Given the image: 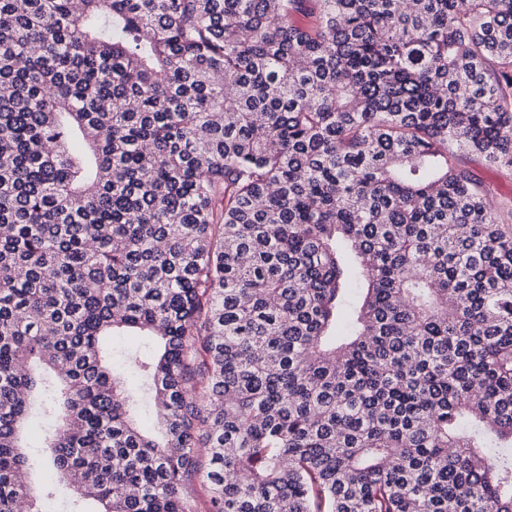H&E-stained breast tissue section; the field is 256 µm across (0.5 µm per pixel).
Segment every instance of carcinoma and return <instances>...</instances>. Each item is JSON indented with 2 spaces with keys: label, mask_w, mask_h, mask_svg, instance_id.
<instances>
[{
  "label": "carcinoma",
  "mask_w": 512,
  "mask_h": 512,
  "mask_svg": "<svg viewBox=\"0 0 512 512\" xmlns=\"http://www.w3.org/2000/svg\"><path fill=\"white\" fill-rule=\"evenodd\" d=\"M469 153L512 168V0H0V512H42L35 394L47 501L512 512ZM116 360L121 363L128 356H135L149 350L147 340L136 333H124L113 337Z\"/></svg>",
  "instance_id": "1"
}]
</instances>
